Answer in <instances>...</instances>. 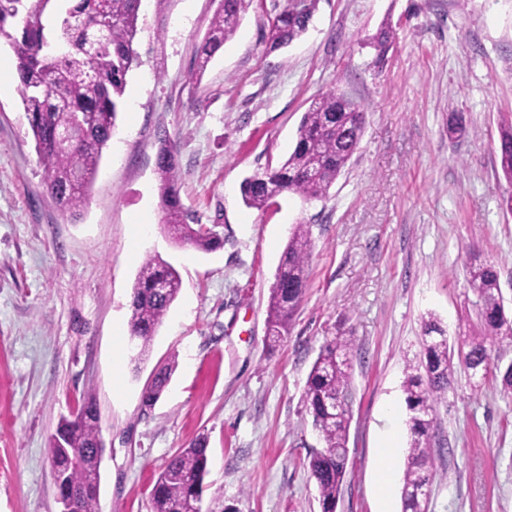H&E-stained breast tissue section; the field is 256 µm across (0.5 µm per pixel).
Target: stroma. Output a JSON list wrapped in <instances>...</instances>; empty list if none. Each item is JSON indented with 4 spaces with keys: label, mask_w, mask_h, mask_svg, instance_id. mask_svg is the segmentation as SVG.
Segmentation results:
<instances>
[{
    "label": "stroma",
    "mask_w": 512,
    "mask_h": 512,
    "mask_svg": "<svg viewBox=\"0 0 512 512\" xmlns=\"http://www.w3.org/2000/svg\"><path fill=\"white\" fill-rule=\"evenodd\" d=\"M286 0H251L232 39L196 77L218 0H142L123 106L87 202L48 193L19 91L0 95V512H60L48 440L92 395L105 452L97 512H151L168 461L208 443L202 508L321 512L305 463L323 443L303 393L324 343L352 337L348 475L336 512H402L406 456L388 498L377 467L385 430L408 445L403 390L433 319L450 344L477 325L464 261L494 264L512 316V191L493 147L512 124V0H318L309 28L270 52ZM392 30L383 61L370 45ZM359 105L360 144L327 196L283 193L246 207L244 178L277 166L312 101ZM467 122L448 134V117ZM178 146L180 195L224 245L204 253L161 224L155 158ZM313 242L308 285L277 345L270 288L294 225ZM182 287L148 352L128 331L150 255ZM157 404L141 395L168 359ZM429 512H512V397L497 372L457 368L433 411Z\"/></svg>",
    "instance_id": "35a3bbf8"
}]
</instances>
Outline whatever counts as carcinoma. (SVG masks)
I'll return each mask as SVG.
<instances>
[{"instance_id":"cac0c4a2","label":"carcinoma","mask_w":512,"mask_h":512,"mask_svg":"<svg viewBox=\"0 0 512 512\" xmlns=\"http://www.w3.org/2000/svg\"><path fill=\"white\" fill-rule=\"evenodd\" d=\"M58 0H0V39L17 56L16 74L24 112L44 171L49 193L65 212L77 214L95 181L102 149L112 137L127 76L139 64L135 48L141 0H69L54 34L46 29V11ZM247 0H220L207 37L197 55V75L236 33ZM315 0H287L270 25L267 50L288 46L307 30ZM364 112L334 91L316 98L304 113L288 159L242 184L249 208L267 207L270 186L304 199L325 196L346 168L362 137ZM495 151L501 171L512 185V127L501 131ZM177 145L160 142L155 163L164 227L174 239L203 252L223 245L215 230L190 224L179 194ZM312 251L309 226H294L270 288L269 341L288 333V323L307 288ZM469 288L479 299L480 331L459 348L448 343L434 321L425 323L422 356L408 364L404 391L410 412L411 441L403 477L402 512H428L429 499L413 494L432 482L431 444L434 405L448 391L456 365L489 371L492 352L512 343V320L501 306L495 266L475 259L467 266ZM181 289L179 272L160 256H147L130 301V335L145 354ZM353 339L335 336L321 348L308 375L304 400L323 447L309 454L306 466L317 486L323 512H336L347 474L351 421L348 355ZM176 368L171 360L154 373L143 391L153 406ZM103 437L96 404L89 398L59 423L48 442L49 453L79 512H96ZM208 473L207 442L200 438L165 466L151 492V512H193Z\"/></svg>"}]
</instances>
